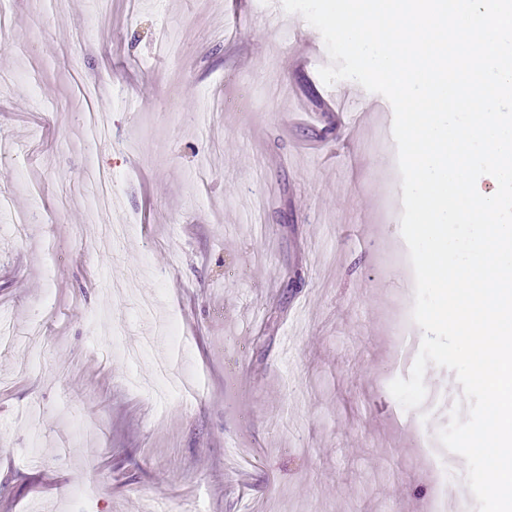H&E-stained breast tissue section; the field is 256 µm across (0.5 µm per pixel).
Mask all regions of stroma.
Wrapping results in <instances>:
<instances>
[{"instance_id":"35a3bbf8","label":"stroma","mask_w":512,"mask_h":512,"mask_svg":"<svg viewBox=\"0 0 512 512\" xmlns=\"http://www.w3.org/2000/svg\"><path fill=\"white\" fill-rule=\"evenodd\" d=\"M233 2L10 0L0 512H427L416 434L448 406L389 391L412 369L393 108L326 85L281 0ZM328 92L358 121H315ZM36 211L42 232L11 229Z\"/></svg>"}]
</instances>
